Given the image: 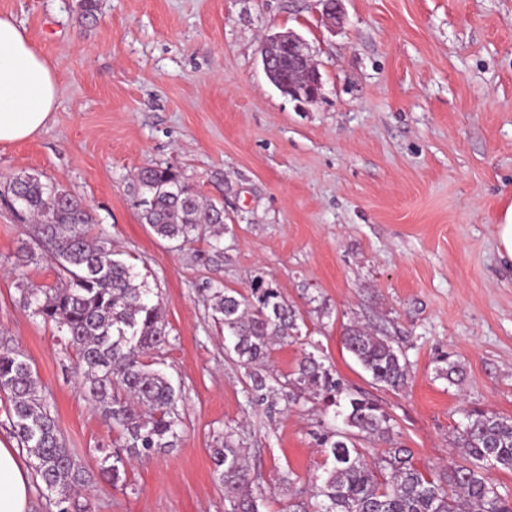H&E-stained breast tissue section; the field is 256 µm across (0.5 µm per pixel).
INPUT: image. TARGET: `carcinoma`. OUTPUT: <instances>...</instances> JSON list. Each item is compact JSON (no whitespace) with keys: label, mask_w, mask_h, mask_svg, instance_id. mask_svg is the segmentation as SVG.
Here are the masks:
<instances>
[{"label":"carcinoma","mask_w":512,"mask_h":512,"mask_svg":"<svg viewBox=\"0 0 512 512\" xmlns=\"http://www.w3.org/2000/svg\"><path fill=\"white\" fill-rule=\"evenodd\" d=\"M136 190L141 219L157 237L182 245L208 231L215 237L214 255L198 254L196 260L206 264L221 257L224 208L203 203L179 172L142 167ZM4 193L21 218L33 221L40 247L58 267V282L50 288L18 284L20 302L63 333L76 351L88 399L120 432L119 447L101 458L103 474L116 485L128 462L173 448L180 437L181 390L153 368V356L169 336L161 302L138 281L133 265L118 257L112 241L92 233L93 217L80 200L32 175L13 178ZM210 301L213 319L224 326L226 351L246 371L249 403L263 405L279 389L293 402L311 395L335 408L347 427L320 435L323 474L309 500H288L286 512H512V502L489 476L492 470L512 471L511 418L466 411L456 435L464 463L452 462L433 476L414 466L407 448L390 447L369 461L354 442L357 435L391 442V418L378 404L350 392L312 352L279 389L263 369L274 342L300 333V312L280 290L258 278L247 295L214 288ZM343 342L375 383L395 392L406 387L408 363L387 337L350 324ZM0 393L10 402L12 432L32 459L39 488L55 498L58 512H69L66 503L86 483L85 470L66 448L29 359L6 343L0 345ZM210 457L228 512H261L264 498L252 490L246 448L226 439Z\"/></svg>","instance_id":"1"}]
</instances>
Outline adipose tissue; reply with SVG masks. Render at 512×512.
<instances>
[{
  "label": "adipose tissue",
  "mask_w": 512,
  "mask_h": 512,
  "mask_svg": "<svg viewBox=\"0 0 512 512\" xmlns=\"http://www.w3.org/2000/svg\"><path fill=\"white\" fill-rule=\"evenodd\" d=\"M57 96L50 61L24 27L0 15V144L25 140L44 128ZM0 512H33L29 473L16 449L1 445Z\"/></svg>",
  "instance_id": "adipose-tissue-1"
}]
</instances>
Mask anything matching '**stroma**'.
<instances>
[{"mask_svg": "<svg viewBox=\"0 0 512 512\" xmlns=\"http://www.w3.org/2000/svg\"><path fill=\"white\" fill-rule=\"evenodd\" d=\"M342 8L331 30L320 0H103L93 19L79 0H0L59 88L45 128L0 144V185L34 175L90 209L159 296L169 341L157 367L183 397L178 447L112 485L99 451L117 430L87 400L74 350L19 303L18 283L55 284L56 266L0 198V340L29 358L87 471L71 512H224L210 450L225 432L246 448L265 512L306 498L319 434L344 424L316 398L248 404L209 296L248 293L257 277L299 308L325 365L390 416L419 469L459 461L466 410L512 419V268L495 239L512 205V0ZM289 30L321 73L309 105L262 68L263 38ZM147 165L223 203L218 262L195 260L209 237L178 249L142 223L133 184ZM353 323L401 348L405 389L376 384L345 349ZM451 360L464 369L454 385Z\"/></svg>", "mask_w": 512, "mask_h": 512, "instance_id": "35a3bbf8", "label": "stroma"}]
</instances>
